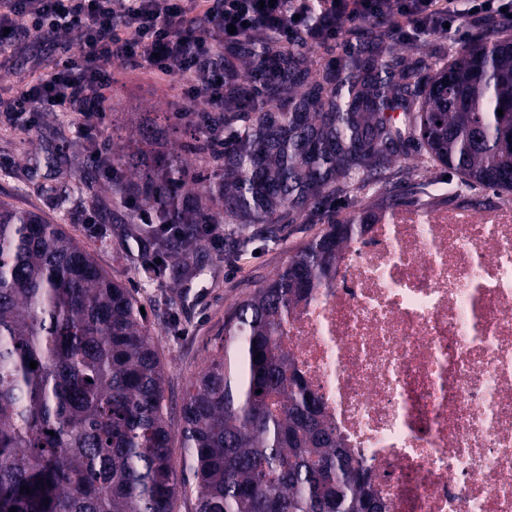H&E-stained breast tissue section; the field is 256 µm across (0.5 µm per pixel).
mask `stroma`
<instances>
[{
	"label": "stroma",
	"mask_w": 512,
	"mask_h": 512,
	"mask_svg": "<svg viewBox=\"0 0 512 512\" xmlns=\"http://www.w3.org/2000/svg\"><path fill=\"white\" fill-rule=\"evenodd\" d=\"M490 24L440 37H428L398 48L407 68L424 77L453 61L460 48L489 34ZM51 45L31 38L20 44L10 59H0V100H8L27 83L36 80L49 61ZM112 80L101 90L105 112L98 119L99 140L106 145L143 149L160 159L170 145L185 141L182 133L145 144L140 132L160 112H188L193 100L181 93V80L171 75L157 77L116 60ZM83 119L74 112H43L28 129L14 124L0 111V198L35 210L62 225L81 245L95 255L100 267L113 280L132 290L145 311L151 341L165 368V407L169 418L179 420L182 404L194 377L206 366L215 337L224 328L225 315L254 288L282 270L289 258L315 237L331 219H344L364 210L379 209L386 189L429 204L435 187L448 195L468 193L481 199L489 189L448 175L425 151L410 146L375 179L351 192H337L334 202L309 208L300 215H284L275 240L258 241L242 255L206 245L198 271L181 282L160 276L154 284L140 279L137 268L142 256L130 237L131 227L113 223L124 207L112 196V180L104 172L87 171V148L80 137ZM64 172L54 179L53 170ZM68 201H61V194Z\"/></svg>",
	"instance_id": "obj_1"
}]
</instances>
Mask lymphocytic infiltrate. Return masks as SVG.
I'll list each match as a JSON object with an SVG mask.
<instances>
[{"mask_svg": "<svg viewBox=\"0 0 512 512\" xmlns=\"http://www.w3.org/2000/svg\"><path fill=\"white\" fill-rule=\"evenodd\" d=\"M506 12L512 14V0H0V54L33 35L76 36L5 110L28 127L56 106L80 112L81 131L93 141L103 112L98 90L116 59L179 73L188 95L211 106L224 99V71L208 64L218 41L260 36L287 46L341 45L353 28L382 26L392 41L415 43Z\"/></svg>", "mask_w": 512, "mask_h": 512, "instance_id": "f902f5d3", "label": "lymphocytic infiltrate"}]
</instances>
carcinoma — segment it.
<instances>
[{"instance_id":"carcinoma-1","label":"carcinoma","mask_w":512,"mask_h":512,"mask_svg":"<svg viewBox=\"0 0 512 512\" xmlns=\"http://www.w3.org/2000/svg\"><path fill=\"white\" fill-rule=\"evenodd\" d=\"M237 57L278 80L236 85L232 102L195 113L194 136L131 186L133 154L87 156L91 169L108 164L116 198L137 199L126 223L153 241L138 268L146 282L197 261L202 225H232L231 250L272 238L283 212L369 180L407 142L467 183L512 194V34L465 46L424 83L382 38L323 74L295 48L252 39L211 64L227 70ZM374 216L330 222L224 318L181 408L195 512H385L279 346L295 306L332 282ZM164 390L130 289L61 225L0 200V512H173Z\"/></svg>"}]
</instances>
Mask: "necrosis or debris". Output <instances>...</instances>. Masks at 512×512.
Wrapping results in <instances>:
<instances>
[{
  "mask_svg": "<svg viewBox=\"0 0 512 512\" xmlns=\"http://www.w3.org/2000/svg\"><path fill=\"white\" fill-rule=\"evenodd\" d=\"M282 349L386 512H512V202L390 208Z\"/></svg>",
  "mask_w": 512,
  "mask_h": 512,
  "instance_id": "4bbe7bcc",
  "label": "necrosis or debris"
}]
</instances>
